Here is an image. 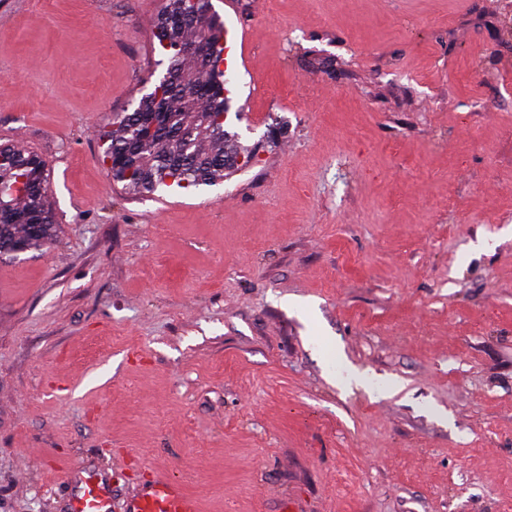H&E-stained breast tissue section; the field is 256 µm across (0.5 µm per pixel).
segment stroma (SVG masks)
<instances>
[{
    "label": "stroma",
    "mask_w": 512,
    "mask_h": 512,
    "mask_svg": "<svg viewBox=\"0 0 512 512\" xmlns=\"http://www.w3.org/2000/svg\"><path fill=\"white\" fill-rule=\"evenodd\" d=\"M211 0L254 165L130 197L96 130L164 0H0V144L56 239L0 263V512H512V0ZM394 384L340 382L345 368ZM79 490L68 499V512H112V488L104 471L79 476ZM126 512H201V504L182 480L156 473L127 499Z\"/></svg>",
    "instance_id": "1"
}]
</instances>
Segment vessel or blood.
Listing matches in <instances>:
<instances>
[{
  "label": "vessel or blood",
  "mask_w": 512,
  "mask_h": 512,
  "mask_svg": "<svg viewBox=\"0 0 512 512\" xmlns=\"http://www.w3.org/2000/svg\"><path fill=\"white\" fill-rule=\"evenodd\" d=\"M67 512H112V488L105 472L80 477L79 489L68 500ZM126 512H201L198 497L182 480L162 473L126 502Z\"/></svg>",
  "instance_id": "1"
}]
</instances>
